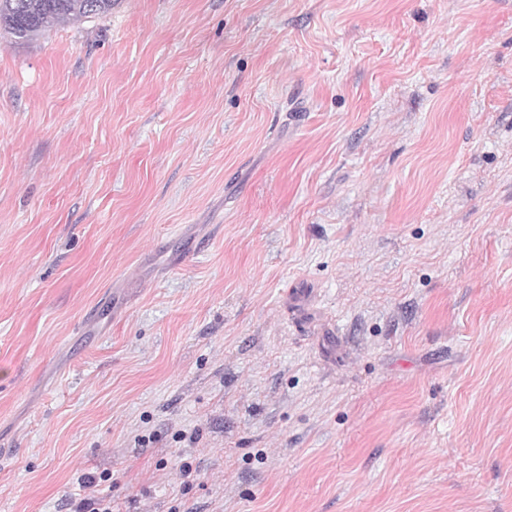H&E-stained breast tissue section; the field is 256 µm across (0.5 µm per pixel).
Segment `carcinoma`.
<instances>
[{"mask_svg": "<svg viewBox=\"0 0 512 512\" xmlns=\"http://www.w3.org/2000/svg\"><path fill=\"white\" fill-rule=\"evenodd\" d=\"M111 11L112 0H0V30L22 45L38 39L54 23Z\"/></svg>", "mask_w": 512, "mask_h": 512, "instance_id": "carcinoma-1", "label": "carcinoma"}]
</instances>
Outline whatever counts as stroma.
Instances as JSON below:
<instances>
[{"instance_id":"1","label":"stroma","mask_w":512,"mask_h":512,"mask_svg":"<svg viewBox=\"0 0 512 512\" xmlns=\"http://www.w3.org/2000/svg\"><path fill=\"white\" fill-rule=\"evenodd\" d=\"M102 470L117 512H512V0L0 31V512Z\"/></svg>"}]
</instances>
